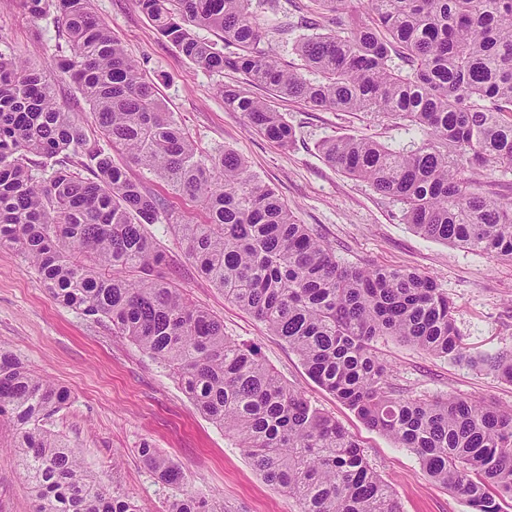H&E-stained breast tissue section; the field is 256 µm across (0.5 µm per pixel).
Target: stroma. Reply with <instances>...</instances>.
I'll return each instance as SVG.
<instances>
[{"label":"stroma","mask_w":512,"mask_h":512,"mask_svg":"<svg viewBox=\"0 0 512 512\" xmlns=\"http://www.w3.org/2000/svg\"><path fill=\"white\" fill-rule=\"evenodd\" d=\"M92 8L140 61L199 150L235 151L288 203L299 223L333 246L341 261L414 269L433 277L454 303L470 356L512 349V262L418 235L406 224L400 204L333 167L317 149L322 140L338 136L393 144L405 140L403 130L375 112L313 109L277 98L275 108L294 130L292 145L281 148L225 106L218 87L232 81V74L193 65L156 33L134 0H93ZM64 44L52 17L31 15L19 0H0V52L42 68L54 65ZM54 93L65 111L77 113L89 136L97 137L94 114L67 75L56 74ZM125 169L143 191L161 196L185 219L203 220L195 203L171 193L153 174L130 162ZM149 232L167 255V278L193 303L220 317L225 335L257 346L291 387L354 435L375 471L392 486L401 512H471L461 496L425 475L411 450L368 428L321 389L284 340L226 301L187 257L172 225L153 224ZM0 345L70 391V401L49 420V428L68 440L93 475L132 497L141 512H165L170 500L186 492L208 497L225 512H298L223 429L197 412L168 368L113 336L109 324L59 304L25 259L9 250L0 251ZM376 349L406 395L452 393L512 406V384L483 369L432 356L390 336L380 338ZM11 437L10 425L0 424V512H34L27 478L9 449ZM145 442L181 465L182 483H162L144 466L138 450Z\"/></svg>","instance_id":"35a3bbf8"}]
</instances>
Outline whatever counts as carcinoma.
<instances>
[{
  "label": "carcinoma",
  "mask_w": 512,
  "mask_h": 512,
  "mask_svg": "<svg viewBox=\"0 0 512 512\" xmlns=\"http://www.w3.org/2000/svg\"><path fill=\"white\" fill-rule=\"evenodd\" d=\"M263 2L278 15L271 33L293 37L301 66L259 48L264 31L252 0H135L196 67L241 75L219 85L224 105L281 147L293 130L253 87L312 108L377 112L418 131L417 142L337 137L319 150L400 203L419 235L512 262V197L498 195L492 181L512 173V0H364L363 17L350 23V0L296 3L295 20L279 0ZM20 4L34 16L55 10L68 48L57 67L96 114L103 141L58 105L50 70L0 52V249L23 255L59 303L110 323L113 335L172 369L199 413L299 512H400L358 441L162 273L166 258L147 227L173 225L199 272L281 337L314 382L413 451L425 474L472 512H504L512 502V408L454 394L406 397L374 342L392 336L509 383L512 351L467 358L453 302L433 278L341 263L236 153L202 154L91 0ZM203 28L235 50L199 38ZM114 147L198 203L205 222H186L142 192L113 162ZM60 155L78 164L32 173L36 159ZM68 400L66 389L0 346V418L15 428L12 448L35 512H140L46 427ZM139 455L159 481L183 480L150 443ZM166 512L224 510L187 493Z\"/></svg>",
  "instance_id": "obj_1"
}]
</instances>
